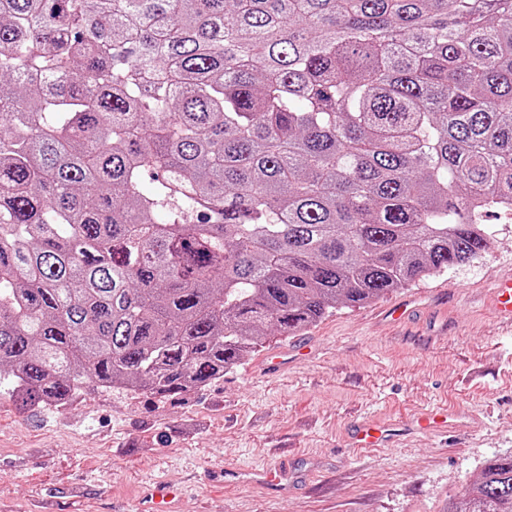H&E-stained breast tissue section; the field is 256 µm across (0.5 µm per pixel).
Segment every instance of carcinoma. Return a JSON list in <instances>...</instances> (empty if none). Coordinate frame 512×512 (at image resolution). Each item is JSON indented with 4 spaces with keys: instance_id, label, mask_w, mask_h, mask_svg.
Masks as SVG:
<instances>
[{
    "instance_id": "obj_1",
    "label": "carcinoma",
    "mask_w": 512,
    "mask_h": 512,
    "mask_svg": "<svg viewBox=\"0 0 512 512\" xmlns=\"http://www.w3.org/2000/svg\"><path fill=\"white\" fill-rule=\"evenodd\" d=\"M504 205L512 0H0L25 406L204 388L270 330L480 257ZM443 512H512V455Z\"/></svg>"
}]
</instances>
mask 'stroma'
Here are the masks:
<instances>
[{
    "mask_svg": "<svg viewBox=\"0 0 512 512\" xmlns=\"http://www.w3.org/2000/svg\"><path fill=\"white\" fill-rule=\"evenodd\" d=\"M478 259L342 306L291 339L267 336L223 378L175 398L89 387L74 406L0 397L6 512H139L165 479L178 512H442L484 463L512 454V326L488 302L512 279V223L490 218ZM306 350L262 371L283 342ZM465 408L443 435L405 433L421 409ZM385 419L388 447L353 448L349 425ZM284 463L288 491L221 484L218 467Z\"/></svg>",
    "mask_w": 512,
    "mask_h": 512,
    "instance_id": "obj_1",
    "label": "stroma"
}]
</instances>
